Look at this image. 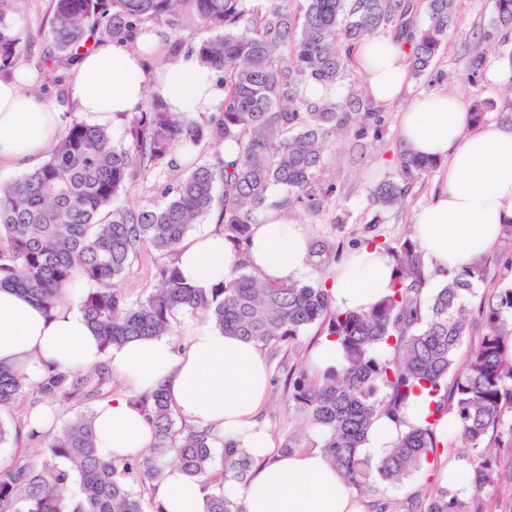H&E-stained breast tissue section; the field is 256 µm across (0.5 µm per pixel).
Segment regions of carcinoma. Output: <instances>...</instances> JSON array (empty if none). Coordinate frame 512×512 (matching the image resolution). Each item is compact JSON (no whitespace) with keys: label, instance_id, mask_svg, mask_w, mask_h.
Listing matches in <instances>:
<instances>
[{"label":"carcinoma","instance_id":"1","mask_svg":"<svg viewBox=\"0 0 512 512\" xmlns=\"http://www.w3.org/2000/svg\"><path fill=\"white\" fill-rule=\"evenodd\" d=\"M12 0H0V72L20 56V34L8 21ZM53 0L49 45L41 65L50 72L72 65L89 38L133 39L164 22L175 38L140 51L167 63L186 49L222 74L224 111L207 122L171 112L151 95L131 117L125 137L75 120L62 132L47 159L14 182L0 187V284H9L52 311L65 289L85 288L80 308L103 349L132 338L168 336L177 311L200 313L225 333L276 347L295 341L320 323L335 338L344 358L339 369L315 376L288 368V401L303 414L321 448L347 484L360 490L374 483L394 485L429 464L438 440L435 423L413 427L388 454L372 464L358 448L375 419H399L411 396L426 391L436 410L456 422L455 441L471 451L472 485L480 492L497 482V461L488 453L512 454V261L503 264V284L478 308L485 331L457 364V352L470 335L466 301L485 279L480 266L450 271L439 288L424 297L430 277L416 242L406 237L383 245L396 261L392 294L368 311H343L324 285L288 280L262 283L244 260L230 277L204 292L189 285L175 263L163 267L161 285L136 302L112 288L141 250L151 247L172 257L190 227L213 210L218 223L238 240L275 189L284 205L311 214L325 211L336 197V183L324 177L330 139L354 132L361 141L381 127L372 107L356 108L349 98H307L311 84L334 87L350 79L353 50L365 37L394 31L405 36L407 71L426 73L456 28L458 0ZM427 20L415 23L418 10ZM493 26L512 30V0H494ZM189 33L186 41L183 33ZM495 103L475 98L473 120L485 121ZM232 143L237 157L218 153L199 163L206 144ZM190 171L162 191L163 202L123 208L115 202L128 185L179 165ZM439 161L399 152L397 174L378 182L372 202L381 210L405 203L413 183ZM318 263L335 261L333 243L320 240ZM448 390H443L447 379ZM112 382L101 362L90 370L53 366L32 383L16 367L0 366V409L30 396L49 405L98 397ZM141 403L153 430L149 453L112 458L96 446L92 415H82L59 433L45 436L20 420L13 430L0 423V442L14 435L44 440L45 454L0 466V512H143L128 478L151 485L167 460L202 482L203 512H244L224 497L226 480L244 484L251 458L243 448L224 444L211 429L176 426L162 389ZM222 445L221 468L213 449ZM425 512H484L476 497L451 487L430 494Z\"/></svg>","mask_w":512,"mask_h":512}]
</instances>
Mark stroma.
<instances>
[{"instance_id": "1", "label": "stroma", "mask_w": 512, "mask_h": 512, "mask_svg": "<svg viewBox=\"0 0 512 512\" xmlns=\"http://www.w3.org/2000/svg\"><path fill=\"white\" fill-rule=\"evenodd\" d=\"M493 17V0H462L457 27L448 36V45L433 63L431 69L418 78H408L402 100L378 105L383 116L379 137L367 138L363 147L353 146L350 139L341 138L331 143L326 179L337 186L336 202L319 215H309L292 209L290 221L305 225L311 240L331 238L337 255H344L364 240L392 244L409 234L416 210L429 201L440 185L447 165L439 163L433 171L418 178L403 207L379 210L374 206L370 191L380 180L397 171L400 151L398 139V115L415 97L432 92H451L464 100H471L474 93H483L492 99L497 108L512 100V83L490 84L487 69L501 60L504 49L512 48V34L506 43H490L483 69L472 70L468 46L474 33L489 29ZM9 21L19 32L21 41V65L34 74L39 84L35 95L65 102V82H51L49 73L40 59L49 43L52 19V0H20L17 10L9 13ZM496 110L487 112L486 121L498 123ZM168 257L153 249H143L116 286L128 300L144 298L156 288L162 266ZM325 330L321 324L310 326L298 340L279 345L277 349H265L269 367L273 373L268 403L261 415L262 424L272 434L275 442H282L290 433L300 436L304 447H312L319 437L314 432H301V418L288 401V389L283 375L276 373L278 362L297 368L308 365L312 350L322 341ZM436 467H427L394 486L377 485L365 490L360 498L365 512H374L377 504L384 503L388 512H424L430 492L439 486Z\"/></svg>"}]
</instances>
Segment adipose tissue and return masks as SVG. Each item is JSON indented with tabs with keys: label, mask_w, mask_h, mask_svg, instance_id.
<instances>
[{
	"label": "adipose tissue",
	"mask_w": 512,
	"mask_h": 512,
	"mask_svg": "<svg viewBox=\"0 0 512 512\" xmlns=\"http://www.w3.org/2000/svg\"><path fill=\"white\" fill-rule=\"evenodd\" d=\"M355 58L375 101L387 103L403 94L407 67L399 40L366 38ZM32 83L26 76L0 78V164H30L54 149L66 127L65 107L28 94ZM149 94L162 98L170 111L194 115L210 113L224 100L214 72L195 56H178L151 71L129 45L109 40L81 55L68 72L66 95L91 125L118 123ZM399 139L406 151L448 162L433 200L414 215L413 236L432 269L478 264L498 241L503 224L512 220V127L475 125L462 98L432 93L401 112ZM314 250L304 225L267 207L261 222L251 225L245 245L207 224L184 238L175 260L191 284L207 289L228 277L241 257L261 280L299 278L310 267ZM394 267L380 245L362 242L334 270L329 289L335 305L371 308L391 294ZM79 301L78 289H71L67 302L48 314L16 288L0 285V365L24 368L36 382L50 362L85 368L106 361L123 390L94 409L96 444L104 454L137 455L151 445L152 430L134 397L161 388L187 422L215 428L258 461L246 484L224 483L225 497L243 502L246 512H363L322 449L288 456L276 452L257 421L271 385L259 345L193 321L180 340L134 339L104 353ZM430 410V396L412 397L401 423L383 417L371 425L360 455L380 461L402 433L423 425ZM156 494L164 512H202L199 483L178 469L163 472Z\"/></svg>",
	"instance_id": "ef3b65f1"
}]
</instances>
